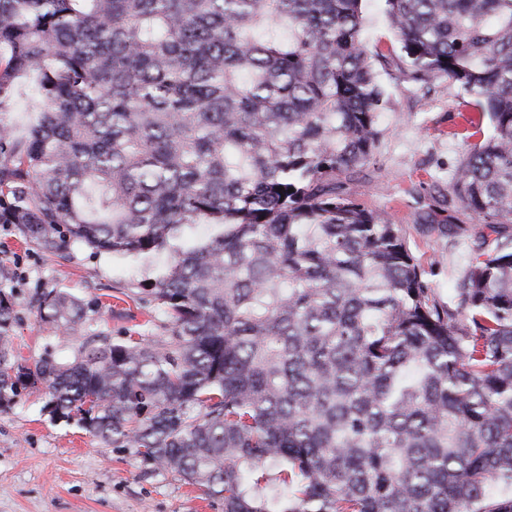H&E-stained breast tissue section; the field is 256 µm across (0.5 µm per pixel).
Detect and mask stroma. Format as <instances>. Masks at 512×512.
Listing matches in <instances>:
<instances>
[{
    "label": "stroma",
    "mask_w": 512,
    "mask_h": 512,
    "mask_svg": "<svg viewBox=\"0 0 512 512\" xmlns=\"http://www.w3.org/2000/svg\"><path fill=\"white\" fill-rule=\"evenodd\" d=\"M363 40L368 52H383L374 64L385 107L373 163L353 178L352 191L369 208L398 224L440 303H447L456 277L470 260L469 242L448 235L449 223H469L456 208L426 219L436 196L447 193L464 147L450 136L468 97L460 85L437 79L413 81L399 67L400 47L384 0H363ZM170 260L93 254L72 245L64 256L23 239L0 224V288L13 295L15 343L24 357H73L85 337L138 331L163 335L149 322L152 304L139 300L138 286ZM61 288L89 305L81 333L48 331L37 298ZM45 394L24 392L0 412V512H221L219 503L169 473L152 471L133 450L99 444L77 423L53 420Z\"/></svg>",
    "instance_id": "stroma-1"
}]
</instances>
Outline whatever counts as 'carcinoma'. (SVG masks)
Listing matches in <instances>:
<instances>
[{
	"instance_id": "1",
	"label": "carcinoma",
	"mask_w": 512,
	"mask_h": 512,
	"mask_svg": "<svg viewBox=\"0 0 512 512\" xmlns=\"http://www.w3.org/2000/svg\"><path fill=\"white\" fill-rule=\"evenodd\" d=\"M361 2L0 0V224L170 255L140 284L165 335L71 361L22 357L0 289V411L41 386L224 512H512V0H385L412 77L471 96L449 195L484 227L448 225L470 263L446 305L349 187L384 98ZM37 309L83 327L61 289Z\"/></svg>"
}]
</instances>
